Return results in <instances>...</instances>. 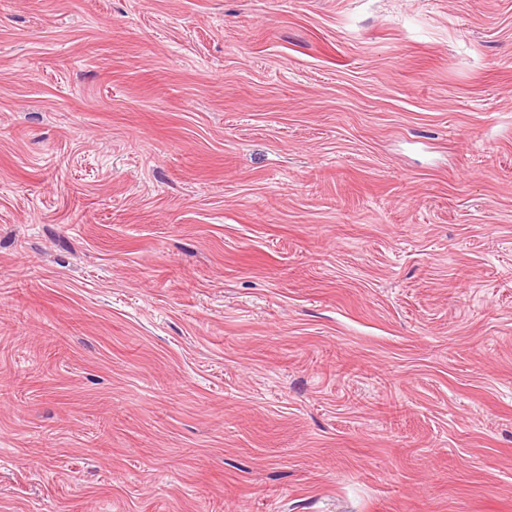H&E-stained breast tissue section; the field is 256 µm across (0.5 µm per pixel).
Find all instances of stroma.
I'll return each instance as SVG.
<instances>
[{"label": "stroma", "instance_id": "stroma-1", "mask_svg": "<svg viewBox=\"0 0 512 512\" xmlns=\"http://www.w3.org/2000/svg\"><path fill=\"white\" fill-rule=\"evenodd\" d=\"M0 512H512V0H0Z\"/></svg>", "mask_w": 512, "mask_h": 512}]
</instances>
